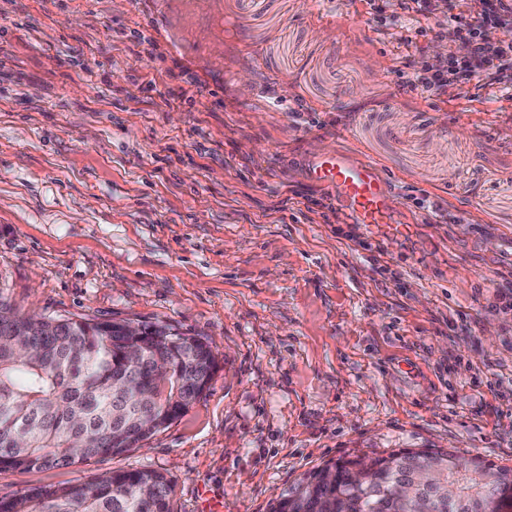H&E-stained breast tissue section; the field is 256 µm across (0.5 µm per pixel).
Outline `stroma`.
<instances>
[{
  "label": "stroma",
  "mask_w": 512,
  "mask_h": 512,
  "mask_svg": "<svg viewBox=\"0 0 512 512\" xmlns=\"http://www.w3.org/2000/svg\"><path fill=\"white\" fill-rule=\"evenodd\" d=\"M447 27L398 0H0V298L216 348L142 447L1 470L0 495L146 468L171 512H269L347 455L512 469V99L400 88ZM336 149L405 233L307 179Z\"/></svg>",
  "instance_id": "35a3bbf8"
}]
</instances>
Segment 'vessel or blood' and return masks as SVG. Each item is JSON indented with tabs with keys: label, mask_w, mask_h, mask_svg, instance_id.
Masks as SVG:
<instances>
[{
	"label": "vessel or blood",
	"mask_w": 512,
	"mask_h": 512,
	"mask_svg": "<svg viewBox=\"0 0 512 512\" xmlns=\"http://www.w3.org/2000/svg\"><path fill=\"white\" fill-rule=\"evenodd\" d=\"M307 174L334 191L356 223H395L396 218L389 209L388 184L375 162L337 150L311 158Z\"/></svg>",
	"instance_id": "b4317fda"
}]
</instances>
